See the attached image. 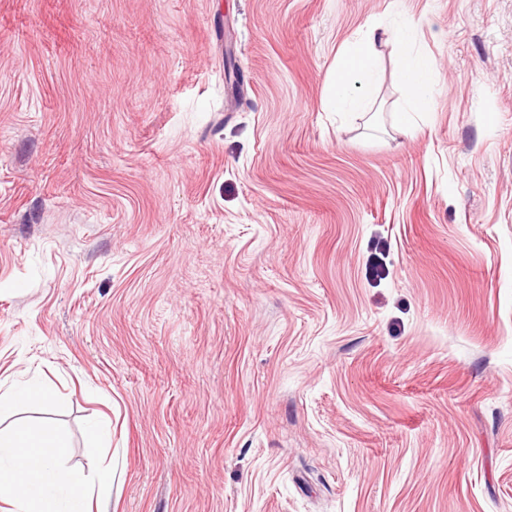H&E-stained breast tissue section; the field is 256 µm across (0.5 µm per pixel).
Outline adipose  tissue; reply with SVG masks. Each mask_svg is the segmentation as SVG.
I'll use <instances>...</instances> for the list:
<instances>
[{"label":"adipose tissue","mask_w":512,"mask_h":512,"mask_svg":"<svg viewBox=\"0 0 512 512\" xmlns=\"http://www.w3.org/2000/svg\"><path fill=\"white\" fill-rule=\"evenodd\" d=\"M414 20L395 30L368 28L346 46L332 72L324 107L339 114H365L370 102L365 87L378 82L377 46L391 42L401 62L397 80L405 92L404 112L427 111L433 100L435 64L426 55L410 51ZM68 444L52 417L33 424L14 419L0 429V503L4 512H93L94 500H105L112 474L104 470L87 479L65 465Z\"/></svg>","instance_id":"ef3b65f1"}]
</instances>
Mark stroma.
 I'll return each mask as SVG.
<instances>
[{
	"mask_svg": "<svg viewBox=\"0 0 512 512\" xmlns=\"http://www.w3.org/2000/svg\"><path fill=\"white\" fill-rule=\"evenodd\" d=\"M409 18L429 112L324 111ZM27 369L108 512H512V0H0Z\"/></svg>",
	"mask_w": 512,
	"mask_h": 512,
	"instance_id": "obj_1",
	"label": "stroma"
}]
</instances>
